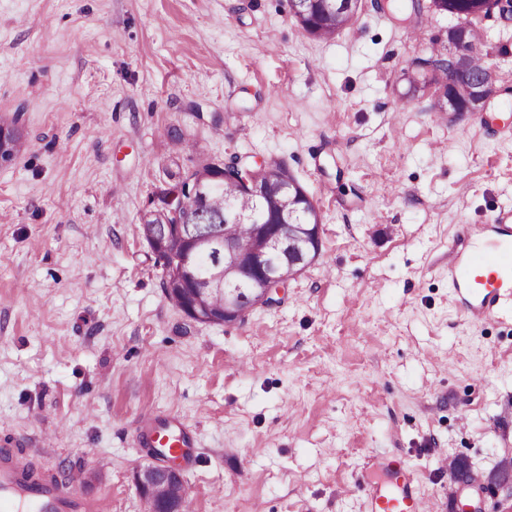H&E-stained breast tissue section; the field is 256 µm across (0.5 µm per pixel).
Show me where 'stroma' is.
Masks as SVG:
<instances>
[{
    "instance_id": "1",
    "label": "stroma",
    "mask_w": 512,
    "mask_h": 512,
    "mask_svg": "<svg viewBox=\"0 0 512 512\" xmlns=\"http://www.w3.org/2000/svg\"><path fill=\"white\" fill-rule=\"evenodd\" d=\"M361 0L333 38L288 0H0V442L82 476L102 512H145L140 417L196 436L185 512H368L370 457L432 512H507L449 481L512 454V314L467 324L448 241L512 207V28L476 20L503 94L439 111L410 92L457 17ZM194 143L181 152L169 137ZM284 162L322 215L319 256L242 322H190L139 214L165 163Z\"/></svg>"
}]
</instances>
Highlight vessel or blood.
Here are the masks:
<instances>
[{
	"label": "vessel or blood",
	"instance_id": "b4317fda",
	"mask_svg": "<svg viewBox=\"0 0 512 512\" xmlns=\"http://www.w3.org/2000/svg\"><path fill=\"white\" fill-rule=\"evenodd\" d=\"M448 284L467 321L481 325L501 317L512 305V210L486 224L460 225L448 244ZM141 447L158 458L187 457L196 446L191 432L174 416H147L137 426ZM391 488H369L370 512H428L412 471L391 472ZM76 473L53 468L33 470L10 448L0 449V512H100L101 505L83 495Z\"/></svg>",
	"mask_w": 512,
	"mask_h": 512
}]
</instances>
